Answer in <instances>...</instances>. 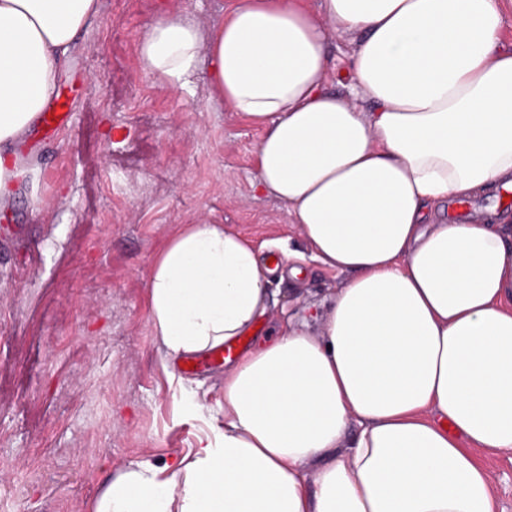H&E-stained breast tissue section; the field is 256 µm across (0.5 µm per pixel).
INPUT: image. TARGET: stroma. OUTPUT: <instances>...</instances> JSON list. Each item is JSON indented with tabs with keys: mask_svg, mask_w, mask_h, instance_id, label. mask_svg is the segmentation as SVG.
I'll list each match as a JSON object with an SVG mask.
<instances>
[{
	"mask_svg": "<svg viewBox=\"0 0 512 512\" xmlns=\"http://www.w3.org/2000/svg\"><path fill=\"white\" fill-rule=\"evenodd\" d=\"M160 0H99L64 67L69 119L35 127L44 171L0 219V512H91L109 479L194 446L187 401L218 407L224 367L167 366L149 325L152 263L201 214L255 243L302 249L278 200L253 196L262 132L143 71L137 43ZM302 295L273 278L278 308L319 309L344 280L304 262Z\"/></svg>",
	"mask_w": 512,
	"mask_h": 512,
	"instance_id": "obj_1",
	"label": "stroma"
}]
</instances>
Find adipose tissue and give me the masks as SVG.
Masks as SVG:
<instances>
[{"label":"adipose tissue","instance_id":"ef3b65f1","mask_svg":"<svg viewBox=\"0 0 512 512\" xmlns=\"http://www.w3.org/2000/svg\"><path fill=\"white\" fill-rule=\"evenodd\" d=\"M505 0H227L203 30L163 6L143 70L263 129L253 186L347 279L316 325L227 362L222 416L169 469L142 460L93 512H496L512 455V190ZM98 0H0V214L43 170L20 147ZM347 45V91L330 45ZM255 243L201 216L149 279L169 359L249 335L275 305ZM495 481V494L500 512H512V460L507 457L487 461Z\"/></svg>","mask_w":512,"mask_h":512}]
</instances>
